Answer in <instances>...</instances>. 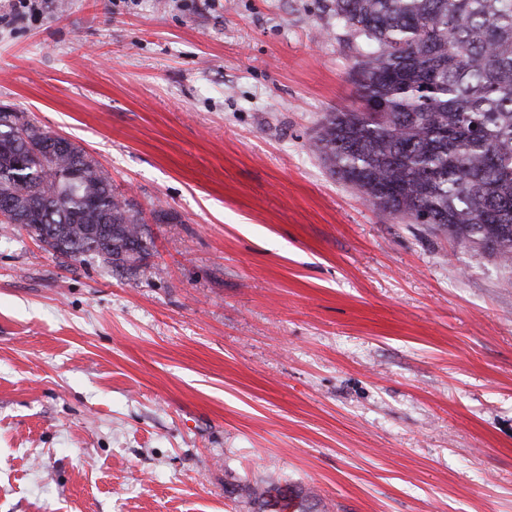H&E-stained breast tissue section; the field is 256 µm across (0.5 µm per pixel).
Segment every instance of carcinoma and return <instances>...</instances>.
I'll use <instances>...</instances> for the list:
<instances>
[{"label": "carcinoma", "instance_id": "carcinoma-1", "mask_svg": "<svg viewBox=\"0 0 512 512\" xmlns=\"http://www.w3.org/2000/svg\"><path fill=\"white\" fill-rule=\"evenodd\" d=\"M366 46L361 106L329 112L314 145L324 165L391 218L432 224L512 273V0H328ZM47 132L0 110V204L52 252L134 270L152 255L140 210L79 145L33 149ZM71 166L82 181L67 187ZM277 484L231 490L266 512ZM293 512H318L292 487Z\"/></svg>", "mask_w": 512, "mask_h": 512}]
</instances>
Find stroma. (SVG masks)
<instances>
[{
	"instance_id": "stroma-1",
	"label": "stroma",
	"mask_w": 512,
	"mask_h": 512,
	"mask_svg": "<svg viewBox=\"0 0 512 512\" xmlns=\"http://www.w3.org/2000/svg\"><path fill=\"white\" fill-rule=\"evenodd\" d=\"M360 53L321 0L0 23V107L81 146L155 246L119 273L0 234V512H251L255 482L512 512V280L313 146Z\"/></svg>"
}]
</instances>
